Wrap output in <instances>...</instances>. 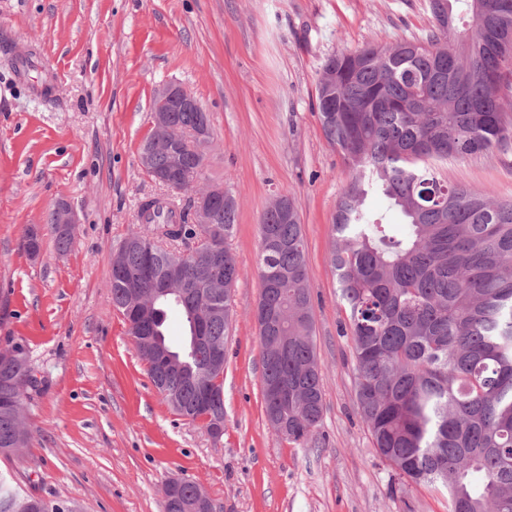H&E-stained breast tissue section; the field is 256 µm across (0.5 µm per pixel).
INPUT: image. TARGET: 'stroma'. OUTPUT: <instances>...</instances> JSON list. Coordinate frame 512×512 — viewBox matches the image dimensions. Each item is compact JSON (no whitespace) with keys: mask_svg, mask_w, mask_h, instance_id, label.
Wrapping results in <instances>:
<instances>
[{"mask_svg":"<svg viewBox=\"0 0 512 512\" xmlns=\"http://www.w3.org/2000/svg\"><path fill=\"white\" fill-rule=\"evenodd\" d=\"M433 26L428 0H0V40L35 53L17 75L0 49V349L24 346L39 380L24 399L29 445L0 458L1 475L78 512H163L167 483L182 477L220 512H448L445 493L399 486L357 412L328 260L350 172L316 100L329 56ZM171 81L209 113L205 177L237 202L218 439L171 410L110 302L112 256L137 230L139 203L161 192L139 151ZM46 83L51 94H38ZM436 166L512 200V152ZM279 194L295 200L306 245L324 400L316 446L288 444L264 411L259 224ZM60 202L78 217L64 252L46 222ZM33 226L35 259L21 246Z\"/></svg>","mask_w":512,"mask_h":512,"instance_id":"stroma-1","label":"stroma"}]
</instances>
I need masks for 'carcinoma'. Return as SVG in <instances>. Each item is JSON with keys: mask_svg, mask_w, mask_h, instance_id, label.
<instances>
[{"mask_svg": "<svg viewBox=\"0 0 512 512\" xmlns=\"http://www.w3.org/2000/svg\"><path fill=\"white\" fill-rule=\"evenodd\" d=\"M435 30L424 40L393 46L368 43L324 63L317 112L324 137L350 169L332 224L331 267L348 309L344 333L356 361V405L377 454L402 485L440 488L448 512H512V203L464 182L447 183L426 159H465L512 149V120L503 99L512 93V0H429ZM336 111L326 112L327 103ZM191 134L207 112L171 113ZM199 154L183 148L182 177L204 176ZM169 187L141 202L137 221L152 233H132L119 246L133 275L165 273L191 240L188 277L207 278L215 246L224 255V284L148 300L149 315L128 322L160 354L137 352L158 392L181 417H224V355L233 286L240 270L229 247L236 201L224 193L214 223L195 231L192 203L181 207ZM381 193L403 215L396 233L367 211ZM259 300L282 314L261 342L262 384L288 390L275 406L295 445L317 440L324 402L299 212L283 219L271 205L260 221ZM112 306L131 308L129 288L112 279ZM170 309L186 334L175 348L166 336ZM26 350H0V456L28 446L22 421L27 389L36 386ZM482 476L480 490L471 484ZM186 504L198 484L176 479ZM0 512H73L0 478Z\"/></svg>", "mask_w": 512, "mask_h": 512, "instance_id": "1", "label": "carcinoma"}]
</instances>
